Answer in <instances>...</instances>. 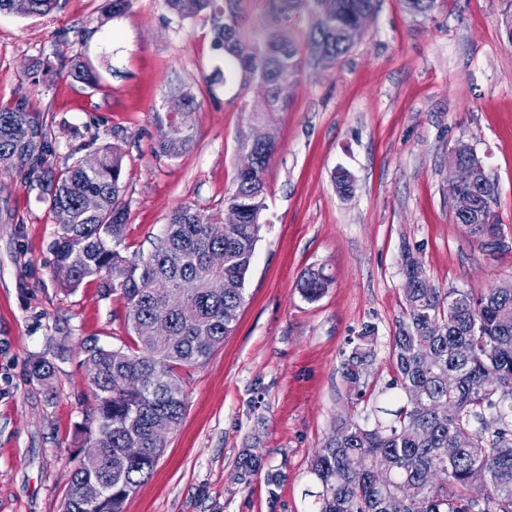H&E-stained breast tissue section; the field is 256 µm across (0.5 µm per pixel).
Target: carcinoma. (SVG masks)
I'll return each mask as SVG.
<instances>
[{
    "label": "carcinoma",
    "instance_id": "carcinoma-1",
    "mask_svg": "<svg viewBox=\"0 0 512 512\" xmlns=\"http://www.w3.org/2000/svg\"><path fill=\"white\" fill-rule=\"evenodd\" d=\"M251 0H164L180 19L210 12L214 45L224 65L240 72L268 111L284 112L278 74L306 64L332 67L354 44L347 31L375 0H266L262 27L242 32ZM57 0H0V12L47 16ZM306 22L303 42L281 32ZM184 109L160 125L154 153L175 158L192 144L189 117L194 94L177 89ZM276 142L257 148L253 172L237 171L224 198V217L234 224L213 233L218 220L187 206L175 208L155 252L136 261L124 254L127 209L121 199L123 154L96 151L100 167L81 158L57 172L47 166L54 153L40 115L20 101L0 107V173L13 170L16 153L31 156L45 185L44 201L60 233L54 268L65 288L84 281L124 301L127 326L140 344L136 353L96 343L83 346L95 404L94 427L74 465L62 512H122L156 466L168 427L186 412L180 370L204 363L235 329L245 301L266 210L265 172ZM494 180L484 182L468 211L453 210L455 223L485 247L501 224ZM328 279L319 269L300 277L303 296L318 299ZM404 310L390 340L396 391L368 426L347 414L336 418L337 441L313 455L309 472L319 512H512V292L489 288L477 295L459 289L411 288L403 284ZM163 321L169 336H145L140 329ZM377 327L366 322L348 340L341 374L350 402L366 396L369 367L376 355ZM42 381L55 375L45 359L31 364ZM454 448V455L448 449ZM484 471L487 485L471 483ZM103 487L92 505L85 484Z\"/></svg>",
    "mask_w": 512,
    "mask_h": 512
}]
</instances>
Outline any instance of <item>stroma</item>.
Wrapping results in <instances>:
<instances>
[{"mask_svg":"<svg viewBox=\"0 0 512 512\" xmlns=\"http://www.w3.org/2000/svg\"><path fill=\"white\" fill-rule=\"evenodd\" d=\"M58 0L48 16L0 12V106L40 112L61 166L82 144L124 156L127 256L147 257L172 210L224 213L240 165L238 142L263 102L240 76L215 75L224 58L207 13L182 20L163 0ZM512 0H434L426 15L379 0L349 55L289 83L288 109L266 128L277 152L267 208L234 331L185 377L187 409L151 477L123 512H316L309 464L337 415L369 417L395 376L389 342L403 311L401 254L410 250L440 288L480 293L512 281ZM82 61L97 85L75 81ZM196 97L193 145L152 152L171 90ZM467 143L498 187L504 247L491 250L453 220L448 151ZM346 171L341 195L335 171ZM44 185L0 174V512H61L84 449L94 401L82 343L135 349L118 297L96 281L60 287L52 244L60 227ZM323 270L307 300L304 270ZM376 324L364 402L347 401V340ZM55 367L45 383L32 360ZM261 467L242 468L245 454ZM275 473L276 484L266 482ZM328 279L319 269H308L300 277L299 288L303 296L310 300L318 299L327 287Z\"/></svg>","mask_w":512,"mask_h":512,"instance_id":"1","label":"stroma"}]
</instances>
